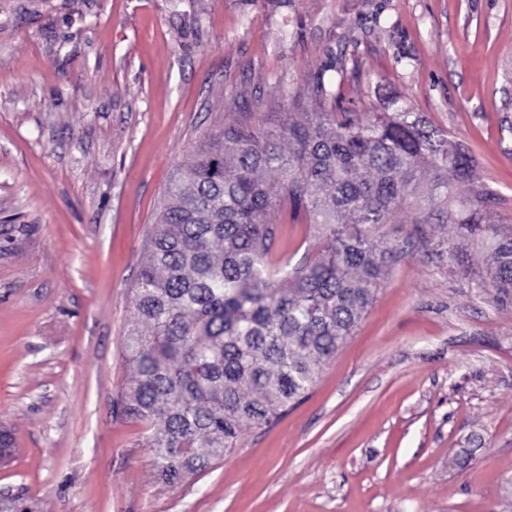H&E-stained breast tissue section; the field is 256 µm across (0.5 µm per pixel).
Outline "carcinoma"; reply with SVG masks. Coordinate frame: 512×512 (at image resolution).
<instances>
[{"label": "carcinoma", "instance_id": "1", "mask_svg": "<svg viewBox=\"0 0 512 512\" xmlns=\"http://www.w3.org/2000/svg\"><path fill=\"white\" fill-rule=\"evenodd\" d=\"M330 71L313 78L316 107L238 113L167 187L172 203L131 291L137 321L121 353L133 376L115 406L170 484L209 469L244 428L273 424L316 385L384 282L398 247L382 228L401 213L417 227L453 226L481 265L424 235L423 256L512 300V225L489 219L503 199L476 180L465 147L405 102L336 106ZM275 212L318 243L293 267L274 258Z\"/></svg>", "mask_w": 512, "mask_h": 512}]
</instances>
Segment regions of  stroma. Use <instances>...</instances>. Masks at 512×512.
<instances>
[{
  "label": "stroma",
  "mask_w": 512,
  "mask_h": 512,
  "mask_svg": "<svg viewBox=\"0 0 512 512\" xmlns=\"http://www.w3.org/2000/svg\"><path fill=\"white\" fill-rule=\"evenodd\" d=\"M378 18L367 26V18ZM409 103L512 225V0H0V504L29 512H512V305L416 252L307 396L180 485L113 404L165 189L240 112Z\"/></svg>",
  "instance_id": "35a3bbf8"
}]
</instances>
